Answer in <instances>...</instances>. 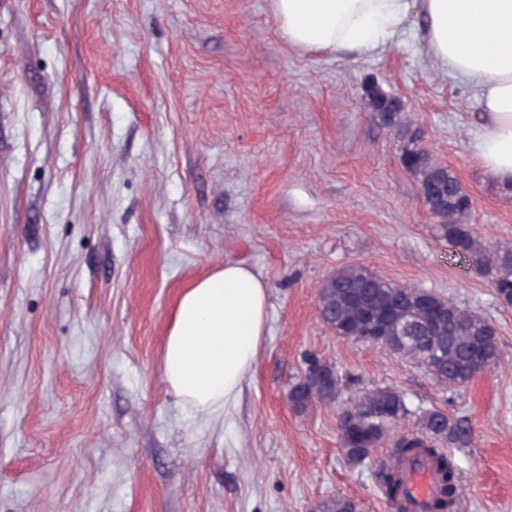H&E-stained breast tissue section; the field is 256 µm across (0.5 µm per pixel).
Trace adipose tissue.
Returning <instances> with one entry per match:
<instances>
[{
    "label": "adipose tissue",
    "instance_id": "obj_1",
    "mask_svg": "<svg viewBox=\"0 0 512 512\" xmlns=\"http://www.w3.org/2000/svg\"><path fill=\"white\" fill-rule=\"evenodd\" d=\"M288 43L309 51L372 54L402 35L412 15L433 62L472 82L486 113L477 157L512 184V0H273ZM267 291L249 267L228 262L178 297L162 370L187 407L218 415L236 400L265 336Z\"/></svg>",
    "mask_w": 512,
    "mask_h": 512
}]
</instances>
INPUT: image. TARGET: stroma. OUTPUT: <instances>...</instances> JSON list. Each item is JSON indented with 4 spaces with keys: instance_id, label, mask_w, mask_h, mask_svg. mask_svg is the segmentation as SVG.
<instances>
[{
    "instance_id": "obj_1",
    "label": "stroma",
    "mask_w": 512,
    "mask_h": 512,
    "mask_svg": "<svg viewBox=\"0 0 512 512\" xmlns=\"http://www.w3.org/2000/svg\"><path fill=\"white\" fill-rule=\"evenodd\" d=\"M407 34L373 56L305 51L271 0H0V512H315L330 498L391 512L387 454L352 467L340 404L295 412L304 354L345 395L391 386L411 429L438 407L459 512H512V308L437 235L402 123L453 170L475 235L512 249V191L477 157V88ZM231 261L268 289L266 334L235 402L184 407L161 357L179 294ZM362 264L489 320L502 357L461 389L410 357L336 336L317 296ZM391 97L392 95L375 85H369L365 89L366 105L370 111L376 113L384 124L394 127L398 125V114L403 108L400 100Z\"/></svg>"
}]
</instances>
